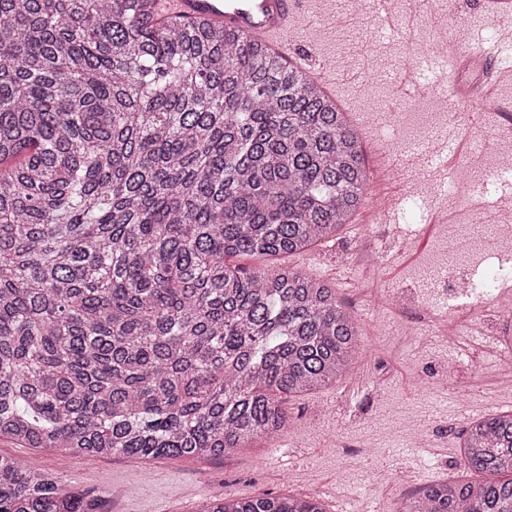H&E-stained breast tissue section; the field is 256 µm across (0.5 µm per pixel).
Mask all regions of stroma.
Wrapping results in <instances>:
<instances>
[{"label":"stroma","instance_id":"stroma-1","mask_svg":"<svg viewBox=\"0 0 512 512\" xmlns=\"http://www.w3.org/2000/svg\"><path fill=\"white\" fill-rule=\"evenodd\" d=\"M485 0H469L471 26L448 12L444 0H428L427 13L405 20L398 0L394 31L378 43L370 32L377 20L364 7L346 0H321V13L350 15V25L292 21L288 37L300 50L337 59L353 74L336 85V99L361 133L369 172L370 203L336 237L318 242L304 253L286 257L288 266L326 280L336 295L358 315L361 346L335 383L315 392L287 398L289 426L275 441L254 443L219 459L167 457L144 462L105 456L87 462L61 448H23L0 438V454L33 461L78 489L104 497L103 512H198L217 498L245 499L262 492L319 496L328 512H397L400 501L438 481L460 480L458 440L466 422L512 410L506 389V348L500 344L501 319L479 308L459 305L455 348L435 337L416 334L415 312L428 304L444 310L448 302L447 272L464 277L481 273L480 257L455 258L444 267L440 256L451 236L474 234L489 227L492 198L476 200L469 184L457 187V198L440 211L428 206V177L415 164L411 150L430 128L455 122L460 134L448 154L449 164L464 162L485 181L498 160L472 153L471 141L499 132L505 116L494 108L460 111L455 86L470 84L485 72L474 58L491 37L493 19ZM448 33L462 39L466 54L448 76L445 89L432 85V72L422 68L417 79L425 92L394 102V73L415 45L431 35ZM383 54L384 70L371 74L365 54ZM395 113L397 124L378 142L372 126L379 114ZM400 198L395 220L373 208L374 200ZM454 374H446L447 363ZM423 422L426 442L418 447L402 432L404 423ZM366 445L357 460L343 451Z\"/></svg>","mask_w":512,"mask_h":512}]
</instances>
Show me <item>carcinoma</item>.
<instances>
[{"label": "carcinoma", "mask_w": 512, "mask_h": 512, "mask_svg": "<svg viewBox=\"0 0 512 512\" xmlns=\"http://www.w3.org/2000/svg\"><path fill=\"white\" fill-rule=\"evenodd\" d=\"M158 0H0V437L77 457H223L288 425L360 344L336 291L286 265L365 198L347 112L265 44ZM398 512H512V411ZM0 512H99L0 455ZM197 512H326L316 497Z\"/></svg>", "instance_id": "carcinoma-1"}]
</instances>
